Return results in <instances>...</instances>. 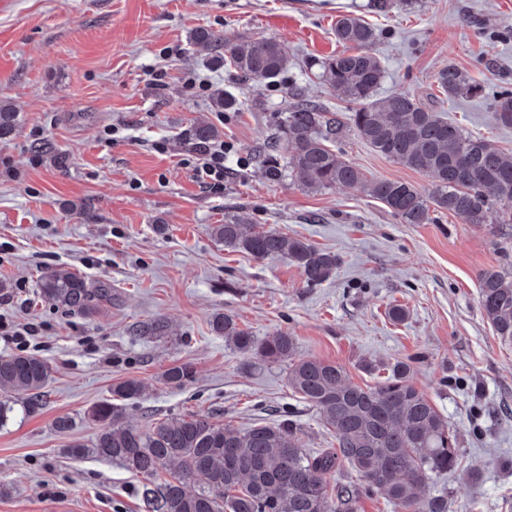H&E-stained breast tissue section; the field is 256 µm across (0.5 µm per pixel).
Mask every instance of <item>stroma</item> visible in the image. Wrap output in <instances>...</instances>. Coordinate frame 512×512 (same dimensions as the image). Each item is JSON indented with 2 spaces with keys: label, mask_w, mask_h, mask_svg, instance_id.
Listing matches in <instances>:
<instances>
[{
  "label": "stroma",
  "mask_w": 512,
  "mask_h": 512,
  "mask_svg": "<svg viewBox=\"0 0 512 512\" xmlns=\"http://www.w3.org/2000/svg\"><path fill=\"white\" fill-rule=\"evenodd\" d=\"M13 0L0 11V104L18 124L0 140V322L34 325L0 355L47 359L52 379L35 413L0 428V512H145L141 477L119 465L73 459L65 445L92 441L83 414L114 385L136 379L143 398L126 420L196 415L249 427L291 419L307 451L336 445L316 411L288 386V366L228 345L211 328L226 313L266 338L293 336L296 356L343 366L373 386L396 361L455 431L456 470L428 495L450 512H512V345L495 336L479 304L482 273L512 269V224L489 229L438 213L404 224L363 188L311 191L271 180L268 139L301 97L331 112L347 105L321 79L320 63L343 47L338 16L374 26L370 51L385 78L378 96L408 92L441 105L449 123L512 156V126L497 122L489 96L512 90V0ZM198 28L225 38H275L288 68L273 83L245 81L189 44ZM164 66L153 81L149 71ZM454 65L485 89L444 101L436 83ZM233 94L237 108L213 111L210 92L186 89L190 74ZM219 127L231 151L224 191L214 194L184 160L194 124ZM115 127L112 142L102 138ZM366 176L430 192L424 173L374 152L354 131L337 144ZM242 215L248 230L274 228L339 257L335 275L307 287L285 257L264 260L225 249L210 229ZM65 267L110 284L92 315L42 300L37 281ZM406 308L392 321V306ZM165 320L160 336L139 330ZM190 364L184 387L165 385ZM76 424L57 432L54 421Z\"/></svg>",
  "instance_id": "stroma-1"
}]
</instances>
